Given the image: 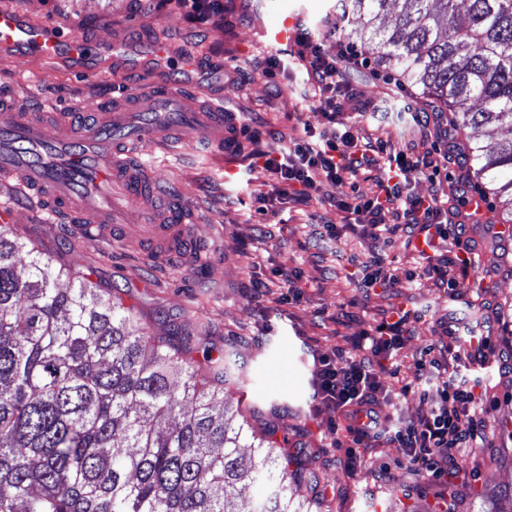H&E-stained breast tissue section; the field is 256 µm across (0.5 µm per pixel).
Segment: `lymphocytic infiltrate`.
I'll use <instances>...</instances> for the list:
<instances>
[{
    "mask_svg": "<svg viewBox=\"0 0 512 512\" xmlns=\"http://www.w3.org/2000/svg\"><path fill=\"white\" fill-rule=\"evenodd\" d=\"M337 22L326 24L324 32H313L303 25H295L293 37L299 48V57L306 63L307 74L316 84L320 101L326 107L327 128L316 130L305 126L302 136L290 139L288 147L279 156L251 151L256 167L274 176L280 185L279 195L305 199L331 187L338 210L356 215L369 237L374 253L369 260L357 265V284L365 290L392 288L400 278L415 280L434 278L448 288H463L468 271L475 261L469 245L462 239H451L450 219L444 201L436 195H418L408 188L407 174L416 170L436 178L444 169L445 156L438 148L414 155L404 152H386L384 165L387 183L382 195L365 199L347 191V179L354 176L364 161L358 149V138L351 130L335 127L337 98L353 100L345 77L347 70L368 65L363 49L353 43L337 42L335 53L325 48L327 37L333 36ZM404 218L409 229L419 231L425 239L453 240L460 256L451 265L441 259L423 255L420 270L406 271L397 276L387 270L381 256L392 242L396 225L387 223V215ZM410 313L394 309L389 321L368 331L360 339L356 356L318 355L314 361V396L320 403L338 411L345 421L371 405L382 390L380 374L394 352L407 339L406 324ZM457 321H450L447 351L456 363L453 374L442 375L439 360L428 362V376L422 390L431 398L433 406L428 416L419 423L397 426L392 437L403 455L418 470L430 472L440 479L458 476L460 470L453 458L459 448H488L492 441L482 417V405L476 389L465 373L473 358L485 357L487 340L475 342L458 339Z\"/></svg>",
    "mask_w": 512,
    "mask_h": 512,
    "instance_id": "lymphocytic-infiltrate-1",
    "label": "lymphocytic infiltrate"
}]
</instances>
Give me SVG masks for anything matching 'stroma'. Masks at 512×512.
I'll use <instances>...</instances> for the list:
<instances>
[{"instance_id": "obj_1", "label": "stroma", "mask_w": 512, "mask_h": 512, "mask_svg": "<svg viewBox=\"0 0 512 512\" xmlns=\"http://www.w3.org/2000/svg\"><path fill=\"white\" fill-rule=\"evenodd\" d=\"M18 2L34 20L75 38L95 35L106 41L117 31L134 49L122 73L76 72L60 65L49 71L39 60L0 54V94H15L24 109L35 110L38 100L47 97L90 105L111 97L113 87L133 90L148 75L165 73V61L153 54L152 38L159 29L173 46L195 47L223 62L224 108L235 113L240 125L259 132L256 145L264 152L279 155L305 125L323 123L319 93L306 79L296 44L268 47L266 32L287 17L323 27L336 16V0H225L228 23L221 29L193 24L183 11L159 7L157 0ZM271 53L289 63L274 82L261 65ZM347 81L369 111L360 115L353 104L338 101L336 123L355 127L360 144L375 160L353 178L357 193L371 197L384 179V166L376 161L378 146L385 143L408 154L430 148L436 135H422L408 115L440 112L444 106L373 66L348 71ZM148 160L160 184L179 191L196 210L198 230L208 235L212 247L208 264L174 263L160 270L136 242L101 246L81 240L68 225L46 222L11 184L0 183V206L8 211L15 235L34 243L56 265L90 274L102 287L118 288L124 306L133 308L140 325L155 335L178 325L201 331L233 353L240 376L236 385L225 386L224 396L253 428L272 431L276 446L297 443L304 475L300 485L290 488L295 499L318 497L316 512H374L379 501L390 512H435L440 481L414 473L391 442L389 429L429 413L431 403L419 391L424 376L418 361L423 351L440 353V323L450 316L484 327L493 345L486 366L470 370L469 376L483 394V417L494 445L457 450L458 461L476 473L455 489L457 512H478L483 496L512 477V379L506 374L512 366V236L495 230L500 206L488 207L487 221L465 225L476 264L461 292L427 280H403L367 294L351 278L353 260L372 255L353 215L316 197L289 201L274 195L273 177L251 167L244 153L221 158L194 148L176 156L158 152ZM475 178L471 166L452 161L447 174L433 182L421 172L410 173L409 188L419 195L438 193L449 210L461 215L460 185ZM260 195L267 196L274 212L270 237L257 224L255 199ZM325 220L339 225L341 235L324 249L316 244L315 232ZM274 268L281 277H271ZM296 269L302 274V296L282 302L283 276ZM257 277L269 280L259 300L251 293ZM400 306L411 312L410 336L380 375L383 390L374 403L379 435L371 447L359 448L350 468L345 448L352 438L344 420L313 399V356L355 353L361 333Z\"/></svg>"}]
</instances>
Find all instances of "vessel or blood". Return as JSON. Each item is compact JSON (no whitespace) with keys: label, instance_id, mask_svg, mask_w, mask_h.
Listing matches in <instances>:
<instances>
[{"label":"vessel or blood","instance_id":"b4317fda","mask_svg":"<svg viewBox=\"0 0 512 512\" xmlns=\"http://www.w3.org/2000/svg\"><path fill=\"white\" fill-rule=\"evenodd\" d=\"M0 47L50 63L85 60L98 52L97 46L66 39L12 6L0 7ZM155 51L175 55L176 75L153 81L148 90L113 97L98 107L92 128L77 115L62 116L50 101L42 111L27 112L0 99V182L25 187L82 239H134L160 258L193 263L210 250L207 238L194 229L198 218L152 179L140 151L200 143L229 155L242 135L234 113L224 109L223 94L202 97L185 79L204 67L202 53L171 52L162 39ZM147 112L159 114V121L144 123Z\"/></svg>","mask_w":512,"mask_h":512}]
</instances>
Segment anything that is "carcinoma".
<instances>
[{
	"label": "carcinoma",
	"mask_w": 512,
	"mask_h": 512,
	"mask_svg": "<svg viewBox=\"0 0 512 512\" xmlns=\"http://www.w3.org/2000/svg\"><path fill=\"white\" fill-rule=\"evenodd\" d=\"M339 0L378 67L454 110L469 162L512 223V0ZM394 25H376L392 4ZM122 299L0 225V512H308L291 461L224 403L235 356ZM196 352L195 368L185 356ZM270 480L256 505L241 487Z\"/></svg>",
	"instance_id": "1"
}]
</instances>
